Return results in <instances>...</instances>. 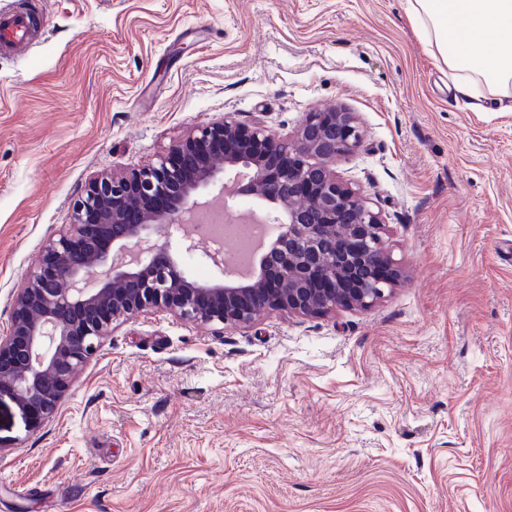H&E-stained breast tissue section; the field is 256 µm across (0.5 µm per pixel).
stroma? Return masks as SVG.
Masks as SVG:
<instances>
[{"mask_svg": "<svg viewBox=\"0 0 512 512\" xmlns=\"http://www.w3.org/2000/svg\"><path fill=\"white\" fill-rule=\"evenodd\" d=\"M0 55V328L100 171L235 114L342 106L335 169L402 277L366 309L117 323L39 429L0 395V512H512V110L455 88L407 0H44ZM192 279L205 244L155 235Z\"/></svg>", "mask_w": 512, "mask_h": 512, "instance_id": "35a3bbf8", "label": "stroma"}]
</instances>
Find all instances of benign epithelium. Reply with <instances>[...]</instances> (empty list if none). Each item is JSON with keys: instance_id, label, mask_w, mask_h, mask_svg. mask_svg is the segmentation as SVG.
<instances>
[{"instance_id": "7a95c632", "label": "benign epithelium", "mask_w": 512, "mask_h": 512, "mask_svg": "<svg viewBox=\"0 0 512 512\" xmlns=\"http://www.w3.org/2000/svg\"><path fill=\"white\" fill-rule=\"evenodd\" d=\"M363 142L357 116L336 106L308 113L291 141L226 116L195 123L139 169L91 178L73 222L49 234L14 294L0 333V394L39 428L114 323L144 313L246 326L269 309L319 315L383 298L400 277L386 224L330 167ZM221 172L234 174L237 194L269 205L276 236L249 279L231 277L217 250L206 257L224 278L199 283L153 235L173 228Z\"/></svg>"}]
</instances>
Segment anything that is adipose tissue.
<instances>
[{"label": "adipose tissue", "instance_id": "ef3b65f1", "mask_svg": "<svg viewBox=\"0 0 512 512\" xmlns=\"http://www.w3.org/2000/svg\"><path fill=\"white\" fill-rule=\"evenodd\" d=\"M433 53L456 78L461 94L476 85L512 86V0H407Z\"/></svg>", "mask_w": 512, "mask_h": 512}]
</instances>
